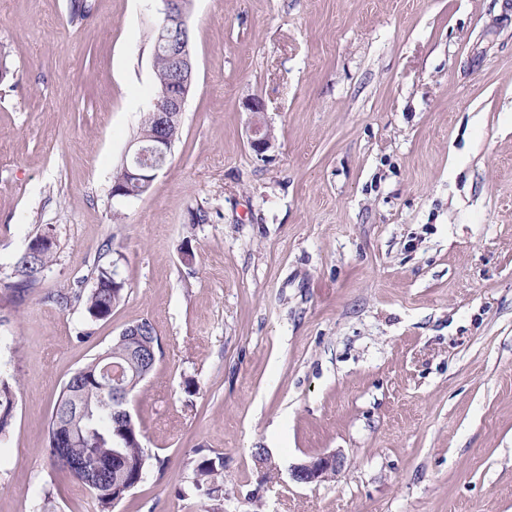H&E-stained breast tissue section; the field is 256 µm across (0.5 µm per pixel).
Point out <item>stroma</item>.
Listing matches in <instances>:
<instances>
[{"instance_id": "1", "label": "stroma", "mask_w": 512, "mask_h": 512, "mask_svg": "<svg viewBox=\"0 0 512 512\" xmlns=\"http://www.w3.org/2000/svg\"><path fill=\"white\" fill-rule=\"evenodd\" d=\"M90 2L74 25L70 0H0V280L56 240L23 301L0 283V512H98L48 424L143 319L161 349L130 411L165 467L112 512H512V0H192L180 135L135 199L112 174L161 4ZM107 244L124 297L93 323L51 297ZM330 453L335 476L292 480ZM200 454L224 458L211 499ZM245 108L256 117L249 138L250 149L256 156L263 157L273 146L270 131L260 120V114L265 111L264 102L261 98L253 96L246 100ZM17 389L16 381L13 384L7 378L0 377V441L8 437L12 427Z\"/></svg>"}]
</instances>
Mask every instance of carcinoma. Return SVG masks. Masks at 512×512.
Here are the masks:
<instances>
[{
    "label": "carcinoma",
    "mask_w": 512,
    "mask_h": 512,
    "mask_svg": "<svg viewBox=\"0 0 512 512\" xmlns=\"http://www.w3.org/2000/svg\"><path fill=\"white\" fill-rule=\"evenodd\" d=\"M158 83L169 84L174 79L165 51L154 53ZM115 188L125 189L128 198L147 192L148 187L130 183L125 167L112 175ZM54 246L31 254H19L12 267L8 283L22 299L36 287L40 276L52 262ZM75 299H84L89 321L104 320L120 303L124 288L112 287V266L99 265L92 288L84 293L73 291ZM144 342L157 349L158 336L149 320L136 323ZM128 344L118 337L102 354L75 371V384L65 383L56 400L48 426L50 459L57 467L86 487L99 507L110 512L112 506L140 485L150 466L151 455L142 443L143 434L133 419L125 417L126 406L112 396V375L103 374L109 363L124 365ZM17 387L0 377V441L10 433L16 408ZM224 469V461L201 457L192 468L193 487L210 496L217 491L215 480Z\"/></svg>",
    "instance_id": "1"
}]
</instances>
